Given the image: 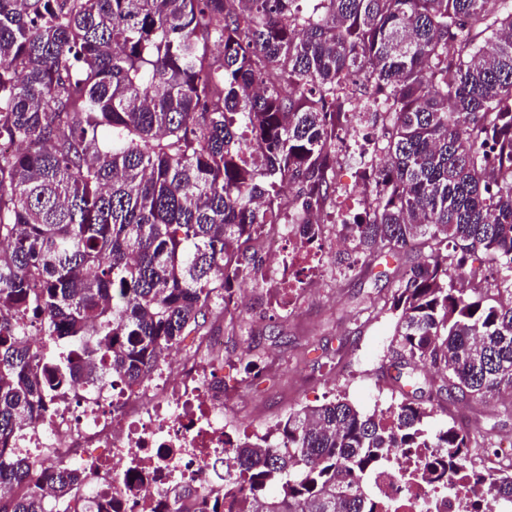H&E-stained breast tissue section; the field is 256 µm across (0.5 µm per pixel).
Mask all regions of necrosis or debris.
<instances>
[{"label": "necrosis or debris", "instance_id": "4bbe7bcc", "mask_svg": "<svg viewBox=\"0 0 512 512\" xmlns=\"http://www.w3.org/2000/svg\"><path fill=\"white\" fill-rule=\"evenodd\" d=\"M265 249L278 264L254 270L255 284L281 288L292 300L305 295L321 268L323 245L307 242L302 225L272 224ZM220 373L217 366L200 368L191 356L140 388L107 376L82 384L24 426L17 445L36 467L85 469L78 512L108 505L114 512H170L173 498L186 490L204 512L221 483L212 463L236 446L224 426ZM440 457L436 448L399 449L367 471L362 484L375 512H485L476 467L450 465L442 484L423 477L424 461ZM116 459L122 467H113Z\"/></svg>", "mask_w": 512, "mask_h": 512}]
</instances>
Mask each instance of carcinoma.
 Masks as SVG:
<instances>
[{
  "instance_id": "carcinoma-1",
  "label": "carcinoma",
  "mask_w": 512,
  "mask_h": 512,
  "mask_svg": "<svg viewBox=\"0 0 512 512\" xmlns=\"http://www.w3.org/2000/svg\"><path fill=\"white\" fill-rule=\"evenodd\" d=\"M359 73L387 104L353 243L424 255L384 300L396 353L450 396H512V0H0V140L23 147L0 154V512H72L81 467L15 448L56 389L149 380L227 309L269 216L321 237ZM478 252L509 297L464 288ZM442 407L294 410L237 444L208 510L366 512L392 449L466 461L468 430L426 428ZM476 480L512 498V473Z\"/></svg>"
}]
</instances>
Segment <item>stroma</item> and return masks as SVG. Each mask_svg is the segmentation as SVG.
<instances>
[{
    "mask_svg": "<svg viewBox=\"0 0 512 512\" xmlns=\"http://www.w3.org/2000/svg\"><path fill=\"white\" fill-rule=\"evenodd\" d=\"M421 259L414 250L385 259L336 248L325 256L313 293L292 308L278 292L243 280L239 325L224 333L228 432L238 439L261 435L290 411L339 395L365 412L393 402L382 371L397 360L396 319L372 313L369 306L397 289L396 267ZM246 356L258 361L259 374L245 371ZM451 420L492 443L512 437V405L507 403H497L493 413L483 415L474 404L449 400L426 427L434 432Z\"/></svg>",
    "mask_w": 512,
    "mask_h": 512,
    "instance_id": "1",
    "label": "stroma"
}]
</instances>
